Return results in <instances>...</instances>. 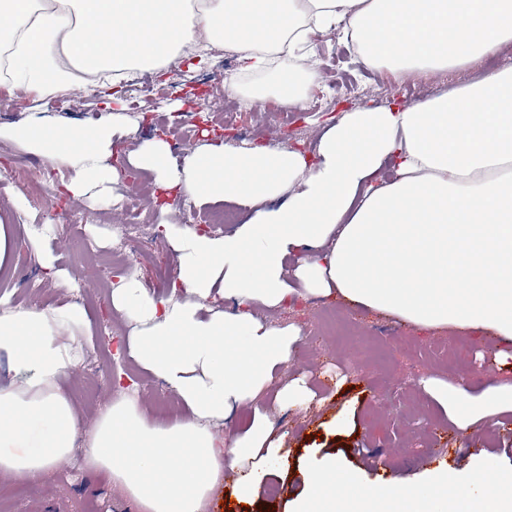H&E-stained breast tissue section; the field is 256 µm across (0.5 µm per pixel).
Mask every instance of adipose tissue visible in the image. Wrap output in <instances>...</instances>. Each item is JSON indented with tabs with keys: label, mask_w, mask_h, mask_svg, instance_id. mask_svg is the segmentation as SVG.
<instances>
[{
	"label": "adipose tissue",
	"mask_w": 512,
	"mask_h": 512,
	"mask_svg": "<svg viewBox=\"0 0 512 512\" xmlns=\"http://www.w3.org/2000/svg\"><path fill=\"white\" fill-rule=\"evenodd\" d=\"M350 42L356 63L408 73L461 67L512 43V0H0V42L8 78L42 100L112 76V111L137 73L181 63L184 47L204 58L211 46L234 54L241 71L261 75L252 99L302 107L318 79L310 33ZM87 75L76 84L63 58ZM118 120L88 128L34 120L12 138L64 167L73 197L111 194L121 177L110 164ZM157 184L197 205L231 202L249 211L230 235L170 232L181 300H163L134 278L117 283L113 308L134 322L125 350L164 382L186 415L148 424L124 393L87 436L62 383L81 360L88 325L77 304L15 305L0 296V351L15 373L0 385V475L43 478L84 438V465L124 488L141 512H201L224 470L241 471L238 498L256 496L275 468L278 445L259 400L280 383L278 403L308 400L303 384L281 383L300 331L259 318L294 290L337 295L419 328L492 332L512 343V63L413 105L364 107L322 134L315 158L276 146L210 143L186 169L166 141L128 157ZM394 178L381 180L385 163ZM300 255L296 269L290 256ZM234 312L204 313L206 299ZM473 409L461 388L470 432L512 402V381ZM249 405L248 435L217 439L213 426ZM310 490L296 512H512V491L479 471L449 480L437 468L418 489L390 482L366 490L336 467L305 474ZM345 494H337V485Z\"/></svg>",
	"instance_id": "1"
}]
</instances>
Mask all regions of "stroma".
<instances>
[{
    "mask_svg": "<svg viewBox=\"0 0 512 512\" xmlns=\"http://www.w3.org/2000/svg\"><path fill=\"white\" fill-rule=\"evenodd\" d=\"M321 60L322 76L311 86L309 106L300 112L268 114L243 112L237 125L228 127L218 115L227 99L213 96L203 79L211 74L214 60L168 67L165 74L146 71L142 83L156 93L127 105L121 118L126 150H138L157 138L167 140L177 166H185L195 149L231 137L239 145L277 144L313 155L320 135L344 113L365 105H412L444 89L476 79L498 69L512 57V46L478 62L420 77L403 76L387 69L370 70L352 61L344 45L313 39ZM357 85V93L337 91L339 77ZM44 122L89 127L105 117L102 98L72 95L53 101L41 110L33 96L14 87L0 88V168L17 162L40 164V157L3 135L4 130L26 123L32 115ZM127 193L145 196L157 221L140 216L133 229L137 258L114 268L113 276H132L150 287L158 269L177 273V258L161 227H186L187 212L194 206L188 197L161 196L151 175L136 181L120 180L116 198ZM89 198H66L70 223H54L48 250L59 272L58 280L44 276L41 256L28 248L26 227L42 225L40 197L28 188L0 180V222L12 226L24 255L13 256L6 269L9 279L0 282V295L14 304L60 308L81 304L92 324L85 356L67 381L81 416V430H89L95 418L114 396L113 386L123 383L136 399L144 418L152 424H169L160 414V402L174 401L163 382L126 354L116 353L118 341L129 336L132 326L115 312L110 293L104 292L90 271L92 256L106 258L113 240L125 223L115 203ZM256 315L274 323L300 328L285 371V381L303 380L310 402L272 411L273 435L280 438L282 465L266 478L264 487L249 505H241L225 483H217L204 512H292L298 497L307 493L305 469L337 468L358 471L364 488L394 478L415 487L428 470L449 472L469 466L494 470L512 479V404L500 405L486 424L469 434L458 428L461 410L444 396L445 387H462L473 407L490 398L493 383L512 378V368L499 366L494 353L502 343L491 332L445 327L420 329L393 315L372 312L339 298L296 294L283 308H256ZM452 350L453 364H446L445 350ZM83 447L74 448L66 469H54L36 482L0 477L7 502L0 512H138L134 502L116 485L83 468Z\"/></svg>",
    "mask_w": 512,
    "mask_h": 512,
    "instance_id": "35a3bbf8",
    "label": "stroma"
}]
</instances>
